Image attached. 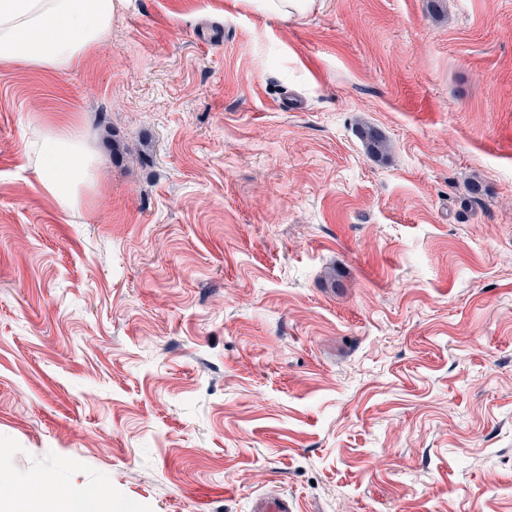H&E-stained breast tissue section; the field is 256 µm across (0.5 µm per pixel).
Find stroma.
Instances as JSON below:
<instances>
[{
	"label": "stroma",
	"instance_id": "obj_1",
	"mask_svg": "<svg viewBox=\"0 0 512 512\" xmlns=\"http://www.w3.org/2000/svg\"><path fill=\"white\" fill-rule=\"evenodd\" d=\"M0 448L15 512H512V0H125L0 67ZM259 2L262 10L277 19L288 20L307 16L318 5V0H245ZM32 166L41 190L66 214L77 211L92 189L100 161L64 126L42 128L31 144ZM293 503L288 497L267 494L258 498L253 505V512H294Z\"/></svg>",
	"mask_w": 512,
	"mask_h": 512
}]
</instances>
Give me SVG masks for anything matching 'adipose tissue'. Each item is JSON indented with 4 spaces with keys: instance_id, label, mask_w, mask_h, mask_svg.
I'll return each mask as SVG.
<instances>
[{
    "instance_id": "obj_1",
    "label": "adipose tissue",
    "mask_w": 512,
    "mask_h": 512,
    "mask_svg": "<svg viewBox=\"0 0 512 512\" xmlns=\"http://www.w3.org/2000/svg\"><path fill=\"white\" fill-rule=\"evenodd\" d=\"M123 0H0V65L64 73L86 59L112 28ZM41 190L66 214L92 189L100 161L77 132L42 128L31 144Z\"/></svg>"
}]
</instances>
